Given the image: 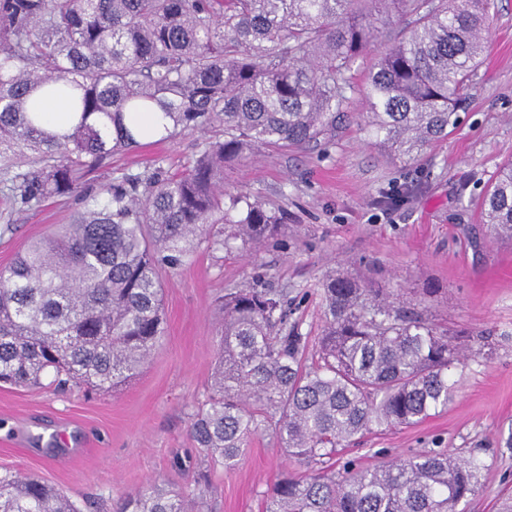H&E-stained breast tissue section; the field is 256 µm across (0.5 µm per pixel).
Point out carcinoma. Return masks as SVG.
Returning a JSON list of instances; mask_svg holds the SVG:
<instances>
[{
  "mask_svg": "<svg viewBox=\"0 0 512 512\" xmlns=\"http://www.w3.org/2000/svg\"><path fill=\"white\" fill-rule=\"evenodd\" d=\"M384 25L405 26L367 76L365 129L416 161L460 124L485 51L489 0H0V172L15 205L78 197L68 224L0 269V383L103 391L133 379L164 334L161 271L205 244L261 245L283 215L224 191V165L258 148L327 140L357 91L354 64ZM68 99L76 120L44 128L34 95ZM161 112L166 137L217 128L181 174L157 167L97 188L85 173L138 144L123 113ZM485 223L512 240V159L496 173ZM229 224L223 235L216 224ZM317 364L288 326L286 288H229L210 393L190 435L233 469L270 435L311 474H284L266 512H463L478 464L445 451L336 474L337 447L374 427L415 425L448 407L462 353L391 292L347 277L322 285ZM0 512H77L35 476L0 475ZM117 512H202L148 483Z\"/></svg>",
  "mask_w": 512,
  "mask_h": 512,
  "instance_id": "carcinoma-1",
  "label": "carcinoma"
}]
</instances>
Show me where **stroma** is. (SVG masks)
<instances>
[{
	"label": "stroma",
	"mask_w": 512,
	"mask_h": 512,
	"mask_svg": "<svg viewBox=\"0 0 512 512\" xmlns=\"http://www.w3.org/2000/svg\"><path fill=\"white\" fill-rule=\"evenodd\" d=\"M493 23L462 124L418 162L382 153L363 128L364 85L372 56L355 64L359 89L350 117L328 144L260 149L224 168V188L281 211L278 245L254 252L200 248L164 273L165 337L128 385L88 394L71 385L0 386V473H32L54 485L78 512H115L148 482L203 498L206 512H265L285 472L306 466L269 436L251 439L232 470L194 447L191 418L209 393L225 289L263 274L300 306L292 314L309 338L322 326L320 289L333 275L401 290L429 321L447 326L465 353L452 368L457 390L448 408L409 427L379 428L336 458L371 467L430 449L479 465L468 512H498L512 497V241L485 224L482 199L512 158V0H491ZM212 131H186L114 154L87 180L192 165ZM398 190L392 217L384 199ZM74 203L54 198L0 219V269L55 224Z\"/></svg>",
	"instance_id": "1"
}]
</instances>
